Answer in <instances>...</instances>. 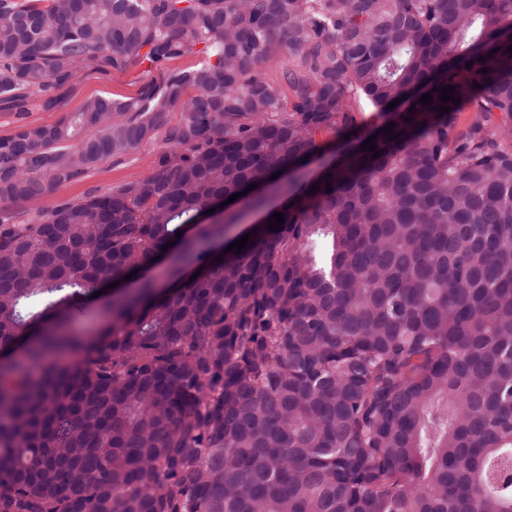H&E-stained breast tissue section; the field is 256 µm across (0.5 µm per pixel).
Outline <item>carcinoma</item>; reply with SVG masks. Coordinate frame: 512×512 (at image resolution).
<instances>
[{
  "label": "carcinoma",
  "instance_id": "cac0c4a2",
  "mask_svg": "<svg viewBox=\"0 0 512 512\" xmlns=\"http://www.w3.org/2000/svg\"><path fill=\"white\" fill-rule=\"evenodd\" d=\"M511 46L512 0H0V110L156 74L0 138V512H512ZM364 103L379 155L324 163ZM155 76L156 74L143 73L140 68H133L128 72L112 71L109 76L84 72L68 92L62 110H46L41 94L31 95L28 112L23 115L0 110V138L12 135L21 124H53L63 112H78L91 97L104 96L118 100L132 97L142 83ZM167 146L165 134L161 132L154 140L142 144L128 155L106 160L82 177L46 194L34 209L28 206L15 207L17 219L24 222L35 220L36 208L42 214L49 213L62 202H73L88 193L102 192L137 181L158 166Z\"/></svg>",
  "mask_w": 512,
  "mask_h": 512
}]
</instances>
